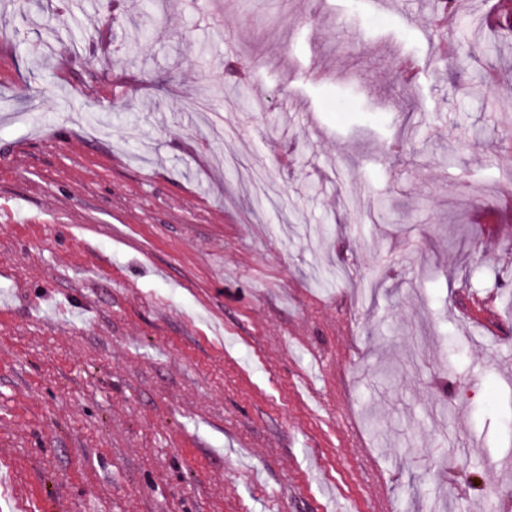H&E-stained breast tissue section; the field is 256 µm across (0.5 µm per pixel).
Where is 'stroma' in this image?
I'll return each mask as SVG.
<instances>
[{
	"label": "stroma",
	"instance_id": "obj_1",
	"mask_svg": "<svg viewBox=\"0 0 512 512\" xmlns=\"http://www.w3.org/2000/svg\"><path fill=\"white\" fill-rule=\"evenodd\" d=\"M364 2L0 0V512H512L505 2Z\"/></svg>",
	"mask_w": 512,
	"mask_h": 512
}]
</instances>
